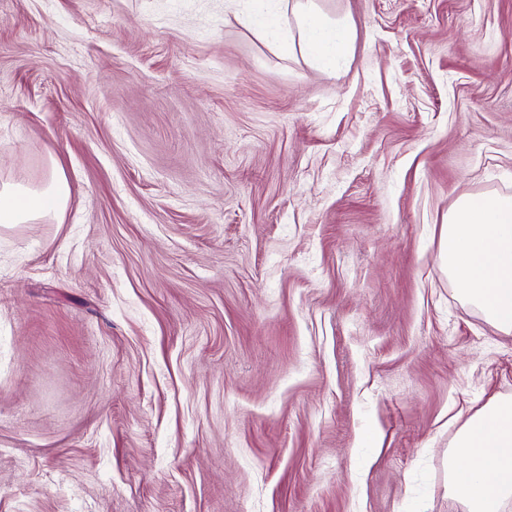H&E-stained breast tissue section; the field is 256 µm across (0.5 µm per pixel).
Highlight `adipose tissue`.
Instances as JSON below:
<instances>
[{"mask_svg":"<svg viewBox=\"0 0 512 512\" xmlns=\"http://www.w3.org/2000/svg\"><path fill=\"white\" fill-rule=\"evenodd\" d=\"M307 45L324 72L336 70L340 43L320 17L299 12ZM69 186L60 169L33 189L0 184V224L63 219ZM448 276L459 295L499 331L512 334V197L464 196L448 211L443 239ZM448 490L467 512H503L512 502V399H498L470 416L448 452Z\"/></svg>","mask_w":512,"mask_h":512,"instance_id":"adipose-tissue-1","label":"adipose tissue"}]
</instances>
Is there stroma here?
Segmentation results:
<instances>
[{"label":"stroma","instance_id":"1","mask_svg":"<svg viewBox=\"0 0 512 512\" xmlns=\"http://www.w3.org/2000/svg\"><path fill=\"white\" fill-rule=\"evenodd\" d=\"M345 36L335 75L297 6ZM0 0V512H465L512 335L441 258L512 196V0ZM69 205L65 175L54 167L39 189L15 183L0 184V224H38L47 218L63 219Z\"/></svg>","mask_w":512,"mask_h":512}]
</instances>
